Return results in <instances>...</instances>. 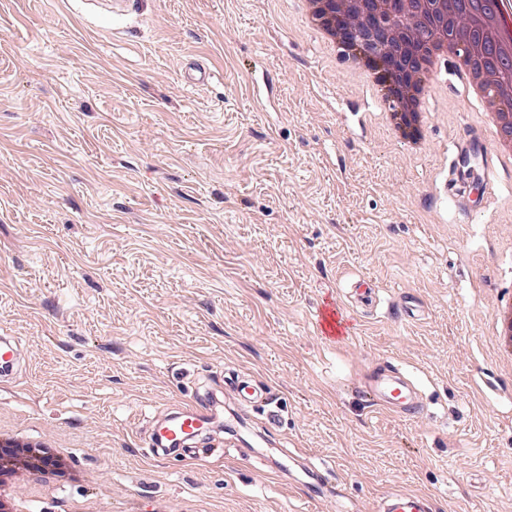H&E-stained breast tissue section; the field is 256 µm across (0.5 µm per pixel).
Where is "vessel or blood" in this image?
<instances>
[{"label": "vessel or blood", "instance_id": "1", "mask_svg": "<svg viewBox=\"0 0 512 512\" xmlns=\"http://www.w3.org/2000/svg\"><path fill=\"white\" fill-rule=\"evenodd\" d=\"M490 147L480 137L459 143L456 164L465 167L470 159H487ZM349 320L343 305L330 302L317 310L316 327L320 335L329 339H343L348 335ZM17 345L14 338H0V379L10 380L17 372ZM367 407L387 410L403 418H412L421 409V399L415 385L392 363L379 364L362 390ZM217 420L216 413L201 399H194L185 410L169 421L159 423L155 432V455L160 460L178 457L184 460H202L208 457L205 448L193 447V440L203 429ZM430 500L409 490H398L381 502L380 512H431Z\"/></svg>", "mask_w": 512, "mask_h": 512}]
</instances>
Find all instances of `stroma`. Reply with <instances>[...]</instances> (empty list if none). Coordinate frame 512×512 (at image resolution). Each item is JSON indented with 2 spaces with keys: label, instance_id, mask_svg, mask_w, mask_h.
I'll return each mask as SVG.
<instances>
[{
  "label": "stroma",
  "instance_id": "stroma-1",
  "mask_svg": "<svg viewBox=\"0 0 512 512\" xmlns=\"http://www.w3.org/2000/svg\"><path fill=\"white\" fill-rule=\"evenodd\" d=\"M187 60L211 83L187 87ZM440 84L416 153L294 0H134L116 18L0 0V335L20 369L0 428L53 438L83 474H25L31 512H378L396 489L512 512V364L492 326L512 298V166L490 195L447 194L487 118ZM363 276L374 307L322 339L314 312ZM385 361L420 418L365 407ZM230 375L272 406L238 413ZM212 391L222 455L154 459L157 413Z\"/></svg>",
  "mask_w": 512,
  "mask_h": 512
}]
</instances>
